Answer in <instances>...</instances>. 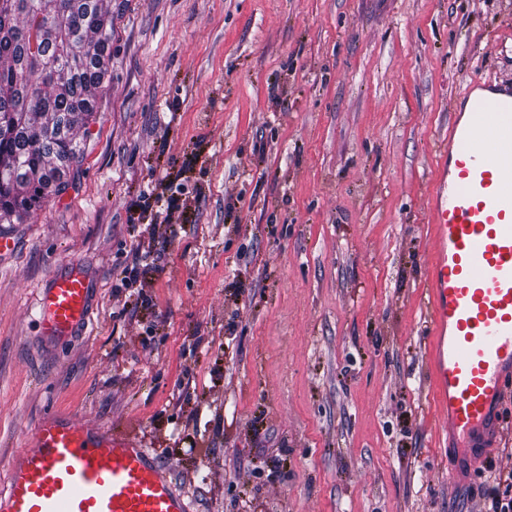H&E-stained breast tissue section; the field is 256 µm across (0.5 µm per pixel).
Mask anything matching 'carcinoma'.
Returning <instances> with one entry per match:
<instances>
[{"mask_svg": "<svg viewBox=\"0 0 512 512\" xmlns=\"http://www.w3.org/2000/svg\"><path fill=\"white\" fill-rule=\"evenodd\" d=\"M111 58L103 0H0L1 224L67 189Z\"/></svg>", "mask_w": 512, "mask_h": 512, "instance_id": "cac0c4a2", "label": "carcinoma"}]
</instances>
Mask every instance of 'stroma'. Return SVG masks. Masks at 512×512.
Wrapping results in <instances>:
<instances>
[{
    "instance_id": "35a3bbf8",
    "label": "stroma",
    "mask_w": 512,
    "mask_h": 512,
    "mask_svg": "<svg viewBox=\"0 0 512 512\" xmlns=\"http://www.w3.org/2000/svg\"><path fill=\"white\" fill-rule=\"evenodd\" d=\"M473 76L512 85V0H112L84 158L0 224V489L58 413L135 436L190 512H488L425 371L427 191ZM73 263L90 321L48 344ZM89 296L88 282L78 270L54 275L37 303L43 336L60 344L72 339L88 323Z\"/></svg>"
}]
</instances>
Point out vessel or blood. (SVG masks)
Returning <instances> with one entry per match:
<instances>
[{
	"label": "vessel or blood",
	"mask_w": 512,
	"mask_h": 512,
	"mask_svg": "<svg viewBox=\"0 0 512 512\" xmlns=\"http://www.w3.org/2000/svg\"><path fill=\"white\" fill-rule=\"evenodd\" d=\"M467 109L451 113L428 201L427 370L480 467L512 385V88L470 79ZM90 288L78 270L54 275L37 313L58 343L87 325ZM0 512H188L167 472L134 437L55 413L37 423L0 493Z\"/></svg>",
	"instance_id": "b4317fda"
}]
</instances>
